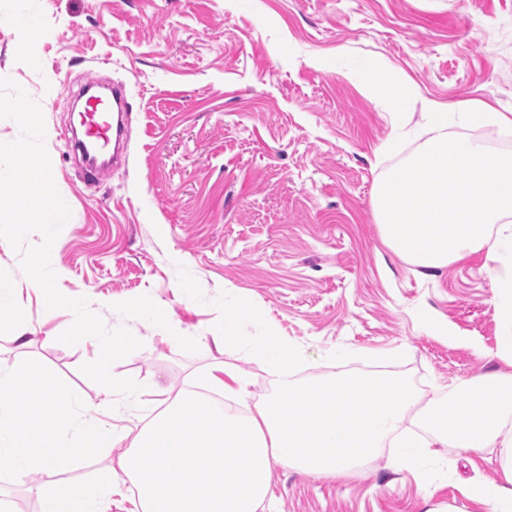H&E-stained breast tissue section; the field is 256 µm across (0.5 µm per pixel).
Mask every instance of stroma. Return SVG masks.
Segmentation results:
<instances>
[{
    "label": "stroma",
    "instance_id": "stroma-1",
    "mask_svg": "<svg viewBox=\"0 0 512 512\" xmlns=\"http://www.w3.org/2000/svg\"><path fill=\"white\" fill-rule=\"evenodd\" d=\"M24 12L42 27L33 45L16 21ZM0 16V77L39 102L72 211L53 247L58 288L143 343L111 368L143 386L123 417L154 408L155 383L185 389L220 363L249 378L241 407L273 395L259 358L209 340L222 291L254 303L301 351L299 382L400 368L430 396L502 369L483 256L421 274L383 243L373 187L420 151L425 103L512 113V0H0ZM374 60L411 89L405 114L384 93L363 94L357 72ZM90 79L125 84L132 105L127 164L96 185L80 177L67 135ZM181 265L205 303L186 299ZM0 279L17 290L0 361L41 362L112 427L116 412L80 371L98 342H59L72 312L46 310L2 239ZM19 322L32 329L25 347L12 340ZM447 326L459 342L442 338ZM340 345L350 355L336 362ZM112 454L0 479V512H41L44 488L97 475ZM437 460L446 474L429 482L385 454L339 480L276 462L262 512H491L467 486L502 482L498 449L469 462L446 447Z\"/></svg>",
    "mask_w": 512,
    "mask_h": 512
}]
</instances>
